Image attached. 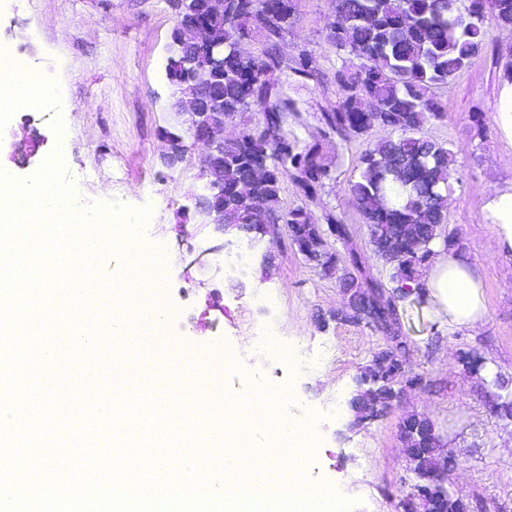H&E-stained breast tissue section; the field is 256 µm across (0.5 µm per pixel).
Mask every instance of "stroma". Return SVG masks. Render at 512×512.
Listing matches in <instances>:
<instances>
[{
	"instance_id": "stroma-1",
	"label": "stroma",
	"mask_w": 512,
	"mask_h": 512,
	"mask_svg": "<svg viewBox=\"0 0 512 512\" xmlns=\"http://www.w3.org/2000/svg\"><path fill=\"white\" fill-rule=\"evenodd\" d=\"M294 4L271 79L293 103L285 122L289 132L298 145L318 144L330 176L310 202L292 178H284L281 208L306 205L318 224L334 214L348 224L370 274L384 280L388 268L374 254L350 185L363 151L390 132L376 126L347 141L326 133L324 117L336 108V72L349 56L328 39L332 0ZM175 24L169 0H6L0 47L48 71L68 107L59 115L49 109L14 114L12 129L35 127L46 143L29 166L9 165L10 174L24 179L40 169L56 147L52 124L62 119L68 176L90 175L82 184L83 203L152 209L144 242L162 248L165 258L154 293L167 314L161 348L171 357L190 353L212 363L232 355L237 366L223 372V393L245 399L261 388L287 391L292 401L283 417L304 427L318 415L319 442L306 477L355 499L353 512H394L397 499L410 490L414 476L400 424L414 413L434 422L446 454L456 458L451 488L470 512H512V421L494 412L500 397L512 399V255L501 252L482 209L495 189L512 184V142L495 120L502 78L512 72V28L487 18L485 48L450 87L436 89L445 115L423 129L454 153L443 231L452 234L456 250L480 277L487 314L475 328H452L447 315L415 297L399 302L407 365L420 382L405 389L387 415L357 426L351 410L337 418L332 411L337 401L350 400L357 374L384 348L383 335L334 319L344 303L336 277L306 262L285 226L251 248L246 268L218 269L225 250L244 243L245 236L195 224L200 146H189L176 164L164 158L161 131L179 129L169 109L175 88L165 70ZM304 53L313 67L309 74L300 70ZM260 326L274 329L282 348L302 350L308 364L256 348ZM464 352L484 362L482 377L464 372Z\"/></svg>"
}]
</instances>
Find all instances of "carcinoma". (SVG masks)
I'll return each mask as SVG.
<instances>
[{"label":"carcinoma","instance_id":"1","mask_svg":"<svg viewBox=\"0 0 512 512\" xmlns=\"http://www.w3.org/2000/svg\"><path fill=\"white\" fill-rule=\"evenodd\" d=\"M281 14L268 20L257 10V0H196L193 14L186 19L223 20L215 29L224 39V78L208 83L210 95L221 101L224 119L255 106L265 114L277 139L243 136L224 156L211 159L224 163V223L252 224L253 211L281 208L283 178L292 175L296 187L308 199H314L317 187L329 177L318 144L293 151L284 129V114L290 110L288 99L274 94L254 96L253 86L244 78L251 72L266 76V68L276 59L279 40L290 26L292 0H282ZM498 25L512 26V0H335L329 22V39L339 50H351L356 61L336 71L338 100L336 109L327 113L329 132L348 140L364 135L374 126L390 130L393 136L366 149L361 155L359 177L351 184L352 201L368 225L375 254L389 265L388 282L371 276L365 260L351 244L348 225L334 216L327 223L336 226V241L344 245L345 272L338 273L339 286L347 296L345 308L358 306L365 292L379 299V320L401 333L397 305L414 295L424 299L419 278L431 256V246L441 238L448 207V187L452 177L453 153L425 137L423 127L444 115V106L433 89L448 86L470 60L479 53L487 30L486 15ZM251 26L265 30L267 44L260 55L244 60L235 45ZM201 53L184 46L170 57L167 77L179 91H189L181 59ZM270 163L267 177L253 181L257 161ZM251 183L253 195L243 196L240 185ZM290 240L303 258L324 274H334L338 256L328 249L323 227L311 221L304 206L287 211ZM405 340L399 348L379 353L377 376L371 382V369L361 373L365 388L351 400V408L361 419L367 399L389 406L402 383V357ZM406 429L416 431L423 451L411 459L412 469L438 475L452 467L442 455V445L433 422L411 414L402 421Z\"/></svg>","mask_w":512,"mask_h":512}]
</instances>
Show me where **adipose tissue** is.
Wrapping results in <instances>:
<instances>
[{"instance_id": "ef3b65f1", "label": "adipose tissue", "mask_w": 512, "mask_h": 512, "mask_svg": "<svg viewBox=\"0 0 512 512\" xmlns=\"http://www.w3.org/2000/svg\"><path fill=\"white\" fill-rule=\"evenodd\" d=\"M424 280L430 305L447 313L452 324L472 328L484 319L482 286L459 254L436 252Z\"/></svg>"}]
</instances>
